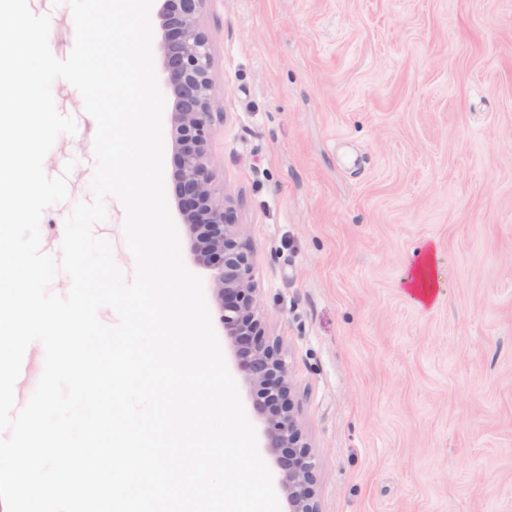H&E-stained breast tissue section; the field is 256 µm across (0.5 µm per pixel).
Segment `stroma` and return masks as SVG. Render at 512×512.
Segmentation results:
<instances>
[{
	"instance_id": "stroma-1",
	"label": "stroma",
	"mask_w": 512,
	"mask_h": 512,
	"mask_svg": "<svg viewBox=\"0 0 512 512\" xmlns=\"http://www.w3.org/2000/svg\"><path fill=\"white\" fill-rule=\"evenodd\" d=\"M50 18L57 59L68 4ZM210 151L253 253L265 331L316 462L322 512H512V0H206ZM77 132L44 159L91 200L96 123L52 84ZM72 172H65L67 162ZM96 236L125 275V211ZM445 273L435 305L402 293L425 245Z\"/></svg>"
}]
</instances>
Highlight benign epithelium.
I'll return each mask as SVG.
<instances>
[{"instance_id": "1", "label": "benign epithelium", "mask_w": 512, "mask_h": 512, "mask_svg": "<svg viewBox=\"0 0 512 512\" xmlns=\"http://www.w3.org/2000/svg\"><path fill=\"white\" fill-rule=\"evenodd\" d=\"M160 48L173 99L175 198L190 234L194 261L211 271L219 322L245 373L252 407L262 419L264 448L273 458L288 512H321L316 463L293 413L285 385L287 363L265 338L253 263L228 198L213 182L210 141L214 111L213 56L201 6L204 0H160Z\"/></svg>"}]
</instances>
